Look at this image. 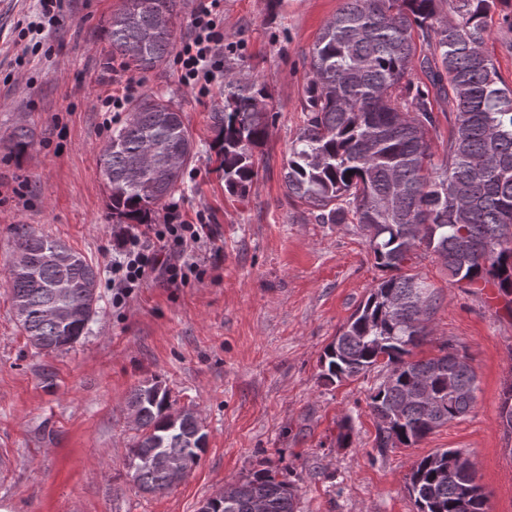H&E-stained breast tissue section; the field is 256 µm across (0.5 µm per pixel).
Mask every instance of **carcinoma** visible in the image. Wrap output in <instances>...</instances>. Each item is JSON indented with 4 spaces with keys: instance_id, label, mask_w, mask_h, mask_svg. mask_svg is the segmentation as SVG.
<instances>
[{
    "instance_id": "obj_1",
    "label": "carcinoma",
    "mask_w": 512,
    "mask_h": 512,
    "mask_svg": "<svg viewBox=\"0 0 512 512\" xmlns=\"http://www.w3.org/2000/svg\"><path fill=\"white\" fill-rule=\"evenodd\" d=\"M508 0H345L326 21L310 52L303 125L288 150V197L305 203L318 224L350 222L366 231L375 264L392 272L337 332L320 363L330 381L380 366L384 380L369 395L375 447L411 446L468 413L476 376L467 355L448 347L413 360L428 336L435 292L404 272L424 247L458 282L491 284L512 296V88L486 48L494 14ZM180 0H123L104 31L110 53L148 71L164 65L173 31L159 15L177 16ZM421 71L427 82L414 80ZM268 85L224 70V109L211 114L213 149L226 190L246 196L258 166L255 151L275 114ZM455 113L442 153L433 151L434 104ZM193 143L173 98L145 94L112 130L102 153L112 218L151 224L178 188ZM12 300L30 343L62 351L97 314L88 287L98 271L64 243L28 224L15 228ZM67 255L65 260L53 254ZM73 284L69 297L54 284ZM81 309L80 325L51 311ZM140 435L128 458L162 451L196 466L206 433L191 410L172 411L169 392L152 378L131 392ZM446 449L423 457L408 481L417 512H487V497ZM148 493L171 488L168 472L149 465L132 474ZM221 512H297V494L268 469L224 486Z\"/></svg>"
}]
</instances>
